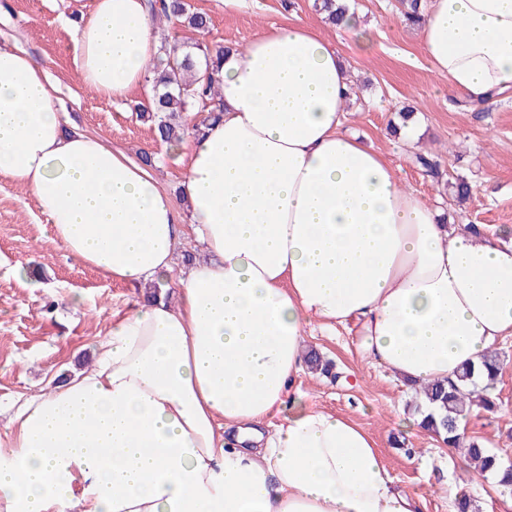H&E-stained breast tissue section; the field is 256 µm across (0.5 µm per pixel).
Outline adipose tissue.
I'll return each instance as SVG.
<instances>
[{"instance_id": "adipose-tissue-1", "label": "adipose tissue", "mask_w": 512, "mask_h": 512, "mask_svg": "<svg viewBox=\"0 0 512 512\" xmlns=\"http://www.w3.org/2000/svg\"><path fill=\"white\" fill-rule=\"evenodd\" d=\"M417 28L451 91L512 89V0H430ZM335 34L291 20L225 51L222 118L174 147L184 220L126 152L64 131L46 67L0 46V179L32 193L74 258L177 295L137 303L91 368L17 407L0 512H420L365 431L291 398L307 337L355 326L362 358L412 393L455 379L512 336V242L448 223L347 131L337 44L366 50L371 34L351 11ZM74 46L95 93L150 87L145 0H95ZM187 231L206 257L179 272Z\"/></svg>"}]
</instances>
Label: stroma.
I'll list each match as a JSON object with an SVG mask.
<instances>
[{
	"label": "stroma",
	"instance_id": "stroma-1",
	"mask_svg": "<svg viewBox=\"0 0 512 512\" xmlns=\"http://www.w3.org/2000/svg\"><path fill=\"white\" fill-rule=\"evenodd\" d=\"M0 9V45L29 51L45 63L66 126H78L122 148L130 156L156 153L153 124L143 118L153 96L130 91L120 102L97 95L74 65L69 21L92 10L95 0H8ZM316 0H188L191 11L209 16L207 41L248 45L270 25L294 18L333 38ZM373 43L363 52L353 43L339 49L353 73L350 132L380 149L399 168L402 182L425 200L440 204L457 224H479L487 233L512 229V89L488 105L454 99L430 69L414 27L402 23L398 0H353ZM416 110L418 137L405 145L392 126L402 109ZM430 153L439 177L415 162ZM465 179L475 190L456 201L452 185ZM36 270L35 279L16 268ZM77 293L80 306L60 301ZM140 298L131 285L104 279L52 240V230L24 188L0 180V430L7 407L19 396L63 383L72 372L90 368L98 341L112 328L116 312ZM319 367L299 377L306 405L350 416L377 442L395 482L419 495L422 512H454L452 489L468 467L463 451H449L431 434L410 431L415 400L382 367L364 360L356 336L347 330L307 339ZM504 362L496 385L497 410L470 416L467 430L491 451L512 461V337L500 341Z\"/></svg>",
	"mask_w": 512,
	"mask_h": 512
}]
</instances>
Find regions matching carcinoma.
I'll list each match as a JSON object with an SVG mask.
<instances>
[{
	"label": "carcinoma",
	"instance_id": "obj_1",
	"mask_svg": "<svg viewBox=\"0 0 512 512\" xmlns=\"http://www.w3.org/2000/svg\"><path fill=\"white\" fill-rule=\"evenodd\" d=\"M401 15L408 24H415L424 11L421 0H402ZM149 8L153 18H163L176 30L178 27L205 33L210 24L207 15L193 12L185 0H150ZM224 53V48L215 47L204 39H198L187 46L168 34L161 38L158 55L149 65L156 85L164 92L154 97L151 121L154 122L158 139L171 142L181 138L185 132L182 113L196 112L203 118L194 128L201 130L218 117L220 103L218 91L212 86L206 67ZM486 384L480 391L470 389L473 369L464 367L457 379L448 384L432 383L423 387L429 401L435 403L441 413L426 419L427 429L447 444L457 443V428L460 417L474 405L488 412L494 411V385L501 373V361L495 357L485 361ZM466 459L481 470H492L502 464L501 458L481 442L471 439L464 448Z\"/></svg>",
	"mask_w": 512,
	"mask_h": 512
}]
</instances>
